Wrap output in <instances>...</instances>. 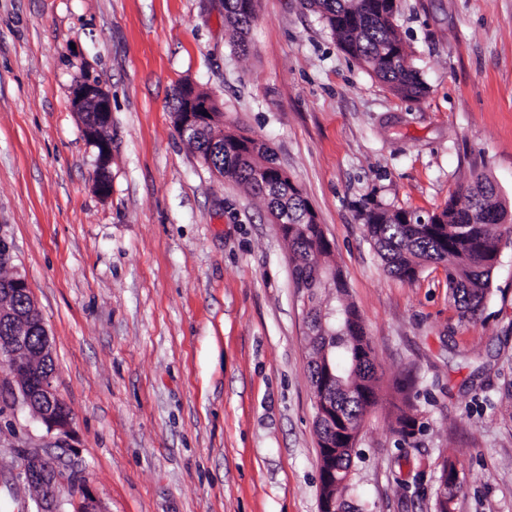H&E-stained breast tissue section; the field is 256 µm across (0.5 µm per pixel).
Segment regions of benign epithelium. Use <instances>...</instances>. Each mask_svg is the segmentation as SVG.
<instances>
[{
	"label": "benign epithelium",
	"mask_w": 512,
	"mask_h": 512,
	"mask_svg": "<svg viewBox=\"0 0 512 512\" xmlns=\"http://www.w3.org/2000/svg\"><path fill=\"white\" fill-rule=\"evenodd\" d=\"M71 106L74 111L85 116L91 115L90 122L84 125L87 140L98 149L94 184L103 196L111 189L110 165L111 148L108 141L99 136L110 123L112 100L99 80L83 79L77 82L72 90ZM224 129V113L211 110V101L207 97L192 92L185 97V102L178 114V135L185 139L194 138L203 132L210 134L211 146L224 148V135L214 133L216 129ZM30 294L26 277L18 274L12 279L0 281L2 294ZM0 362L9 370L22 378L16 393L23 405L28 407L50 431H67L70 417L67 405L60 396L55 385L54 374L42 372L38 360L26 346L24 337L0 335ZM335 446L328 442L322 448L320 462V482L324 486L337 482L336 469L325 465V461L334 455ZM20 477L34 487L47 489L54 480L48 462L40 456L29 457Z\"/></svg>",
	"instance_id": "1"
}]
</instances>
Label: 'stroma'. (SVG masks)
<instances>
[{"label":"stroma","instance_id":"stroma-1","mask_svg":"<svg viewBox=\"0 0 512 512\" xmlns=\"http://www.w3.org/2000/svg\"><path fill=\"white\" fill-rule=\"evenodd\" d=\"M426 86L392 93L306 0H257L247 52L223 0H0V236L49 334L67 432L14 401L0 365V512H36L31 453L57 472L56 512H319L305 308L262 199L212 172L173 126L194 84L230 128L265 141L332 244L372 340L379 399L348 500L362 512H512V223L498 225L477 321L446 271L384 269L357 203L424 216L473 175L512 211V0H397ZM112 98V189L92 173L71 91ZM412 381L406 393L393 384ZM414 435L403 441L397 418Z\"/></svg>","mask_w":512,"mask_h":512}]
</instances>
